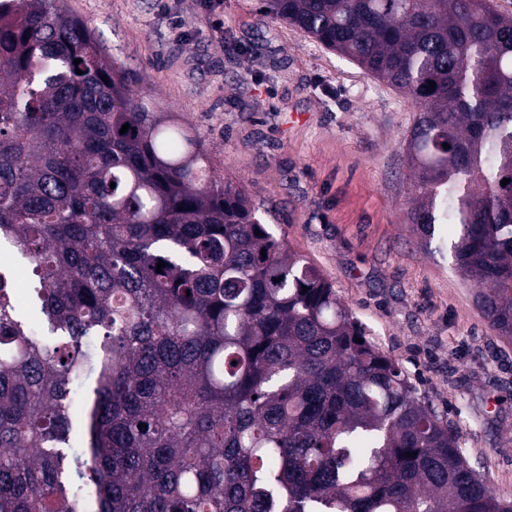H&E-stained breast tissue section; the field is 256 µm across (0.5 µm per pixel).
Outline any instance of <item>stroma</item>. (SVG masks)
<instances>
[{"label": "stroma", "instance_id": "1", "mask_svg": "<svg viewBox=\"0 0 512 512\" xmlns=\"http://www.w3.org/2000/svg\"><path fill=\"white\" fill-rule=\"evenodd\" d=\"M104 52L198 132L272 231L333 282L458 434L474 469L512 496V339L476 288L427 250L403 213V94L280 21L261 0H64ZM223 21L214 28L212 17Z\"/></svg>", "mask_w": 512, "mask_h": 512}]
</instances>
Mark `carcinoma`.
Masks as SVG:
<instances>
[{
  "label": "carcinoma",
  "instance_id": "obj_1",
  "mask_svg": "<svg viewBox=\"0 0 512 512\" xmlns=\"http://www.w3.org/2000/svg\"><path fill=\"white\" fill-rule=\"evenodd\" d=\"M260 15L412 102L407 223L511 340L512 15ZM135 82L63 0H0V242L37 319L0 254V512H512L329 279Z\"/></svg>",
  "mask_w": 512,
  "mask_h": 512
}]
</instances>
